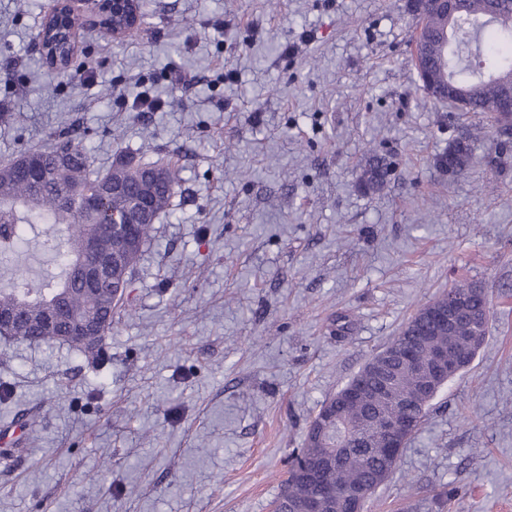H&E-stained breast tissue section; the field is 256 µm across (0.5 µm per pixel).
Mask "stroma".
<instances>
[{"label": "stroma", "mask_w": 512, "mask_h": 512, "mask_svg": "<svg viewBox=\"0 0 512 512\" xmlns=\"http://www.w3.org/2000/svg\"><path fill=\"white\" fill-rule=\"evenodd\" d=\"M50 4L0 0V165L68 127L94 169L124 151L182 180L103 359L0 339V426L23 429L0 512H271L323 404L462 279L485 342L367 510L512 512V135L417 85L414 0H143L133 36L81 30L64 70L34 48ZM152 87L165 106L132 109ZM472 160L471 147L466 139L452 142L448 146V152L442 154L437 163L440 167L446 164L452 168V175H461L469 168ZM387 169L381 158H373L362 174V189L365 193L381 192L386 186Z\"/></svg>", "instance_id": "stroma-1"}]
</instances>
